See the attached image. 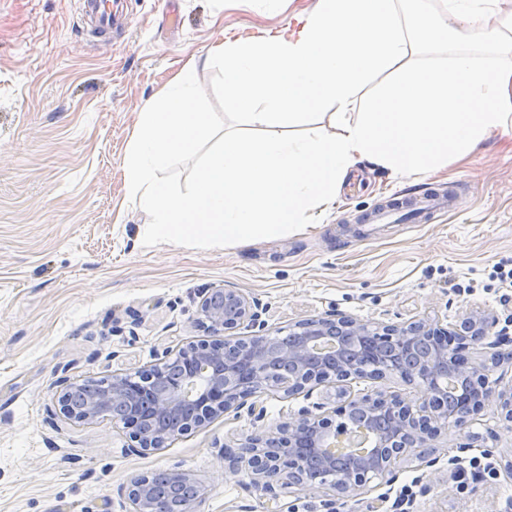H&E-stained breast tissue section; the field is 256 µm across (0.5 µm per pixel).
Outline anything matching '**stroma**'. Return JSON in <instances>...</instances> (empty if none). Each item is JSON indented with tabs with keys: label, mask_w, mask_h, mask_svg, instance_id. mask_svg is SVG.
<instances>
[{
	"label": "stroma",
	"mask_w": 512,
	"mask_h": 512,
	"mask_svg": "<svg viewBox=\"0 0 512 512\" xmlns=\"http://www.w3.org/2000/svg\"><path fill=\"white\" fill-rule=\"evenodd\" d=\"M315 3L121 0L118 26L95 35L79 0H0V512H132L131 480L168 469L199 482L197 512H267L221 444L240 446L324 401L332 384L307 398L260 394L262 420L229 412L147 454L130 452L122 425L52 413L67 384L153 364L198 338L207 289L254 301L277 336L336 311L384 324L450 325L469 312L512 321V288L494 276L512 269V137L491 135L426 178L358 164L322 223L282 239L204 251L149 234L125 172L140 112L220 30H276ZM195 96L215 134L239 129L221 65L200 71ZM213 146L173 158L160 178L188 191ZM423 193L457 206L426 221L369 223ZM499 419L491 404L471 427L495 464L512 453ZM463 441L449 426L436 465L401 464L395 481L373 480L343 512H368L381 494L380 512H505L512 479L473 475Z\"/></svg>",
	"instance_id": "35a3bbf8"
}]
</instances>
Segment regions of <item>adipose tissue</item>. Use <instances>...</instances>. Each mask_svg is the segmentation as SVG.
<instances>
[{
	"instance_id": "adipose-tissue-1",
	"label": "adipose tissue",
	"mask_w": 512,
	"mask_h": 512,
	"mask_svg": "<svg viewBox=\"0 0 512 512\" xmlns=\"http://www.w3.org/2000/svg\"><path fill=\"white\" fill-rule=\"evenodd\" d=\"M499 0H317L299 28L219 33L141 112L127 158L132 197L168 244L205 247L285 237L331 212L348 172L367 161L427 176L494 133H512V15L485 26ZM480 28L484 46L465 48ZM222 63L224 103L240 118L179 192L157 170L212 136L193 96L200 67ZM308 116L300 137L279 135Z\"/></svg>"
}]
</instances>
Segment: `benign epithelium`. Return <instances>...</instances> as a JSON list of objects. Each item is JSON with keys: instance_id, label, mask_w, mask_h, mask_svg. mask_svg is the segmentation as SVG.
I'll return each mask as SVG.
<instances>
[{"instance_id": "1", "label": "benign epithelium", "mask_w": 512, "mask_h": 512, "mask_svg": "<svg viewBox=\"0 0 512 512\" xmlns=\"http://www.w3.org/2000/svg\"><path fill=\"white\" fill-rule=\"evenodd\" d=\"M197 326L203 336L182 349L190 374L178 376L166 369L167 361L140 370L112 374L105 389L75 411L66 404L71 383L57 396L58 415L76 425L95 424L110 419L114 406L126 409L122 421L129 430L130 449L136 452L156 451L169 439L198 429L231 410L247 408L249 416L258 421L264 407L246 400L267 390L281 391L284 397L313 389L328 381L334 382L343 403L332 410L325 404L302 407L289 414L288 420L273 429L250 436L236 451L223 445L228 468L249 478V486L263 492L270 500L280 498V490L321 487L333 492L325 503L327 512H336V500L358 495L374 478L393 474L400 462L415 458L429 465L431 448L448 429V422L458 428L469 426L474 416L493 402L500 411L504 426L512 429V384L498 388L490 385L489 367L484 362L456 359L448 353V330L427 320L405 324L365 323L344 313L302 320L295 325L297 339L293 343H278L260 321L256 304L246 296L224 288L208 290L197 310ZM496 319L486 314L469 313L460 321L456 333L466 337L473 347L495 348L506 340L507 332L489 340V329ZM245 325L255 333L244 337L246 349L233 361L224 360V345L231 340L225 332ZM430 341L429 355L424 359L407 360L380 372L379 379L398 376L422 393L407 398L381 390L353 394L347 388L357 379L355 361L350 360L336 369V374L313 376L308 379L278 382L272 380L266 363L277 359L305 371L310 354H334L345 344H357L363 354L377 358L390 349L410 354L420 343ZM454 375L473 382L475 393L467 395L465 408L448 415L445 407L433 408L448 393V368ZM358 411L367 425L360 428L368 445L339 461L331 453L332 442L348 434V414ZM175 482L188 485L191 495L184 512H195L201 487L192 475L168 470ZM128 498L135 512H168L167 506L152 497L149 477L131 481Z\"/></svg>"}]
</instances>
